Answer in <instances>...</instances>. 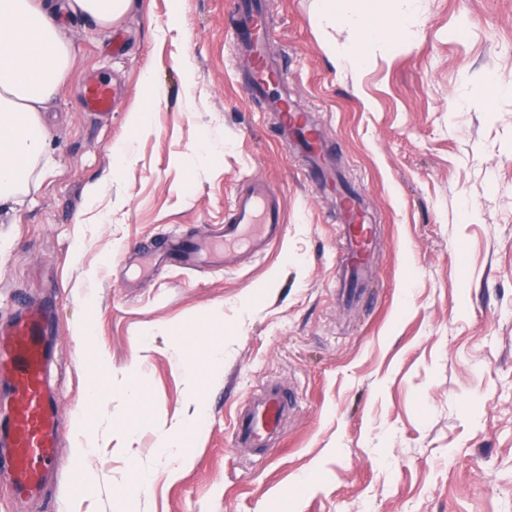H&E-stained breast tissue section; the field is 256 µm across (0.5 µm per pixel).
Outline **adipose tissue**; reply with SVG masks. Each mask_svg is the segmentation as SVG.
Wrapping results in <instances>:
<instances>
[{"label":"adipose tissue","mask_w":512,"mask_h":512,"mask_svg":"<svg viewBox=\"0 0 512 512\" xmlns=\"http://www.w3.org/2000/svg\"><path fill=\"white\" fill-rule=\"evenodd\" d=\"M132 0H0V206L22 203L35 175H46L50 157L44 114L71 69L73 52L59 21L80 16L108 26ZM324 27L341 24L369 41H410L411 17L399 26L366 23L354 11L323 0Z\"/></svg>","instance_id":"adipose-tissue-1"}]
</instances>
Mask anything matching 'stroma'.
<instances>
[{
	"label": "stroma",
	"mask_w": 512,
	"mask_h": 512,
	"mask_svg": "<svg viewBox=\"0 0 512 512\" xmlns=\"http://www.w3.org/2000/svg\"><path fill=\"white\" fill-rule=\"evenodd\" d=\"M266 2L294 100L367 196L380 239L368 301H337L336 192L305 179V155L242 95L228 0H132L108 27L64 20L74 53L45 115L50 171L0 208V329L20 299L52 303L59 417L70 425L100 391V437L83 458L79 433L63 437L37 499H19L0 467V512H512V0H349L370 23L412 4L413 40L387 50L323 31L321 0ZM330 39L359 46L362 67ZM95 79L116 82V110L82 109ZM135 111L148 131L130 126ZM249 175L282 191L279 244L231 272L167 266L144 280L119 265L124 246L223 224ZM198 330L223 339L224 362L194 460L171 481L160 436L189 414L188 372L206 370ZM266 383L296 403L280 448L258 456L235 447L233 424ZM134 473L147 485L129 499Z\"/></svg>",
	"instance_id": "obj_1"
}]
</instances>
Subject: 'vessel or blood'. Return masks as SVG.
Returning a JSON list of instances; mask_svg holds the SVG:
<instances>
[{"label": "vessel or blood", "mask_w": 512, "mask_h": 512, "mask_svg": "<svg viewBox=\"0 0 512 512\" xmlns=\"http://www.w3.org/2000/svg\"><path fill=\"white\" fill-rule=\"evenodd\" d=\"M231 12L236 18L235 35L245 63L242 94L266 98L278 114L284 145L306 153L310 178L325 186L335 185L336 166L324 146L321 129L291 105L271 51L273 32L259 0H231ZM118 104L117 94L108 84L93 81L86 85L82 98L85 111L108 113ZM340 212L347 247L339 267L346 287L355 290L365 280L379 241L359 194L342 190ZM284 223L280 190L264 178L252 177L246 190L236 194L221 232L201 240H187L173 230L160 248L177 261H207L229 268L238 263L242 251L258 254L278 242ZM47 317L46 304H23L7 342L0 343V369L7 370L14 391L10 415L0 421V447L8 456L13 485L20 494L39 491L45 479L55 472L59 460L61 426L56 397L46 383ZM292 406L291 399L278 386H264L251 405L237 415L236 446L263 454L272 451Z\"/></svg>", "instance_id": "obj_1"}]
</instances>
